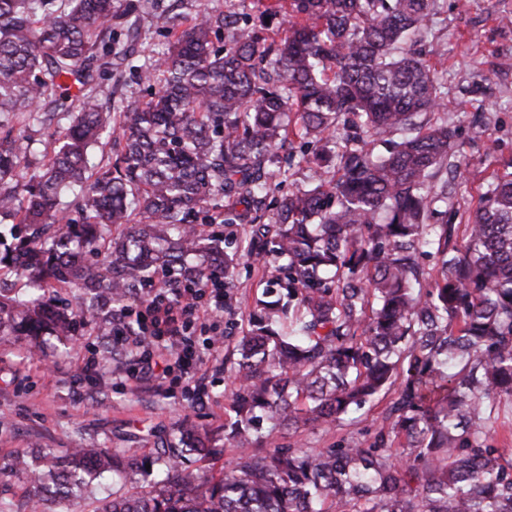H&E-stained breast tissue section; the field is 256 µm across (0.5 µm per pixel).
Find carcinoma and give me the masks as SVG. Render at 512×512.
Listing matches in <instances>:
<instances>
[{
  "label": "carcinoma",
  "instance_id": "carcinoma-1",
  "mask_svg": "<svg viewBox=\"0 0 512 512\" xmlns=\"http://www.w3.org/2000/svg\"><path fill=\"white\" fill-rule=\"evenodd\" d=\"M146 2L0 0V335L75 332L49 288L121 304L221 275L229 309L243 259L280 262L278 288L237 339L224 447L180 427L178 444L135 462L47 448L14 467L60 501L105 472L139 475L146 490L90 512H512V459L492 443L512 421V173L492 174L469 222L454 223L456 133L439 72L412 48L437 0L172 11L171 51L138 66L151 98L115 118L88 86L132 63L113 36ZM268 19L279 29L264 36ZM60 114V148L26 178V132ZM104 136L114 161L95 167ZM292 137L299 150L282 153ZM302 167L309 185L267 216L273 179ZM218 196L221 223L250 224L249 236L203 235ZM114 225L129 231L103 252ZM393 387L369 445L274 444L284 429L352 419ZM226 447L233 471L188 470Z\"/></svg>",
  "mask_w": 512,
  "mask_h": 512
}]
</instances>
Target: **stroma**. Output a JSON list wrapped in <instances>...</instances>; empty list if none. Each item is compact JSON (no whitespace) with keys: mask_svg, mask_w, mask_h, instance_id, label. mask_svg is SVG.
Masks as SVG:
<instances>
[{"mask_svg":"<svg viewBox=\"0 0 512 512\" xmlns=\"http://www.w3.org/2000/svg\"><path fill=\"white\" fill-rule=\"evenodd\" d=\"M115 39L131 45L141 63L158 61L171 48L163 18L152 9L134 18L131 31L117 32ZM416 49L446 78L445 110L458 132L463 174L456 221L463 224L489 173L512 165V0H477L467 10L457 0H444L442 9L426 21ZM274 276L272 266L241 262L232 288L233 312L219 324L194 326L185 338L187 345L204 352L203 363L189 374L173 369L162 382L129 352L126 314L112 305L91 307L85 289H52L55 305L76 317L74 335L0 341V498L25 502L30 479L12 471L11 463L17 454L34 448L63 452L92 444L139 458L155 452L185 420L210 431L216 446L223 447L225 412L234 388L225 357L247 329L248 311L262 282ZM218 332L224 336L222 351L206 354ZM88 361L93 368L87 372L83 365ZM389 403V397H379L358 419L328 430L284 433L278 441L309 448L372 442ZM133 485V480L107 473L87 494L109 500ZM87 500L50 503L46 510L86 512Z\"/></svg>","mask_w":512,"mask_h":512,"instance_id":"stroma-1","label":"stroma"}]
</instances>
